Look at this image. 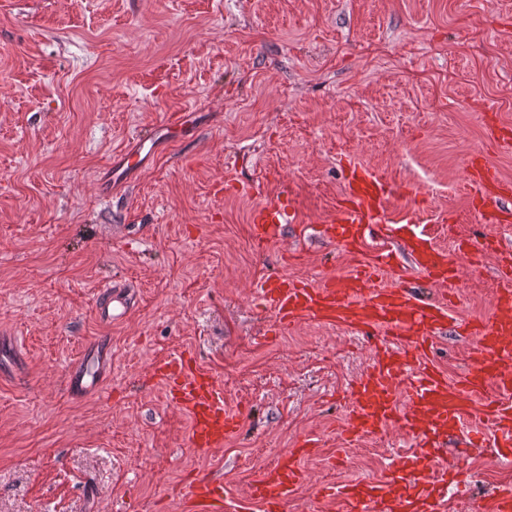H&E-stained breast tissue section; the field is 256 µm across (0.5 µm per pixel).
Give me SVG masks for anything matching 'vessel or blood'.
Listing matches in <instances>:
<instances>
[{
    "mask_svg": "<svg viewBox=\"0 0 512 512\" xmlns=\"http://www.w3.org/2000/svg\"><path fill=\"white\" fill-rule=\"evenodd\" d=\"M190 125L189 113L183 112L170 116L150 135L135 137L110 164L108 181L127 180L130 172L141 169L154 155L157 141L185 133ZM470 181L486 205L478 213L480 223L512 219L511 213L498 206L502 196H512L511 182L479 162L472 166ZM393 195L387 182L354 167L336 221L326 228L330 238L359 248L369 224L388 212ZM291 220L286 205L260 204L251 213L253 236L258 242H267L277 225ZM424 239V234L412 230L407 233L405 247L412 251L418 273L436 282H452L455 269L447 254L432 247L416 250V243ZM392 260V251L382 248L366 269L330 278L317 286L267 279L261 282L259 294L284 327L313 318L361 330L383 329L407 338L411 357H404L397 349H380L372 370L353 390L349 426L343 433L344 441L351 442L361 434L378 433L391 423H403L419 446L417 452L404 458L402 469L407 477L403 489L396 494L390 483L354 479L333 488L332 493L342 499L346 512H444L447 501L440 489L448 484V468L435 466L434 461L437 449L446 447L449 433L461 430L467 419H479L490 426L493 445L502 449L503 459L512 458V265L504 264L499 270L508 285L499 290L489 321L467 327L468 334L477 339L470 369L451 381L427 364L434 338L452 324L450 308L444 303L425 302L403 285L375 287L380 272L391 267ZM129 304L128 297L104 287L99 315L108 323L120 320ZM110 367L108 346L101 342L88 345L67 373L68 393L76 398L96 393ZM155 373L167 385L171 399L192 419L191 447L218 445L236 428L234 415L224 407L222 391L183 361L160 362ZM489 386L494 387L496 398H483ZM302 477L299 456L288 454L255 482L251 498L262 512H285ZM185 497L192 512H247L246 505L225 500L221 484L205 479L189 484ZM478 509L512 512V485L498 488L483 499Z\"/></svg>",
    "mask_w": 512,
    "mask_h": 512,
    "instance_id": "vessel-or-blood-1",
    "label": "vessel or blood"
}]
</instances>
